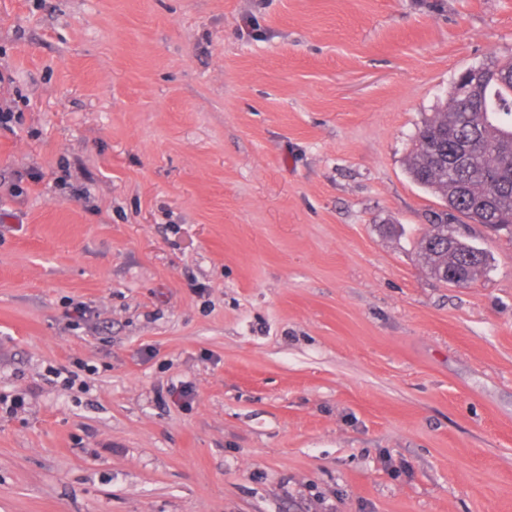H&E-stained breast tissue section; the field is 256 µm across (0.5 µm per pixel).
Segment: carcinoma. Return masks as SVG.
I'll use <instances>...</instances> for the list:
<instances>
[{
	"label": "carcinoma",
	"instance_id": "obj_1",
	"mask_svg": "<svg viewBox=\"0 0 512 512\" xmlns=\"http://www.w3.org/2000/svg\"><path fill=\"white\" fill-rule=\"evenodd\" d=\"M473 85L454 86L448 101L415 136L408 173L420 187L446 201L453 219L483 224L512 237V60L483 65ZM497 191L488 195V181ZM430 274L468 284L489 267L488 253L435 216L419 242Z\"/></svg>",
	"mask_w": 512,
	"mask_h": 512
}]
</instances>
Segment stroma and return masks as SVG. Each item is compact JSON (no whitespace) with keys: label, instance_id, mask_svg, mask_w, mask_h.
Masks as SVG:
<instances>
[{"label":"stroma","instance_id":"35a3bbf8","mask_svg":"<svg viewBox=\"0 0 512 512\" xmlns=\"http://www.w3.org/2000/svg\"><path fill=\"white\" fill-rule=\"evenodd\" d=\"M493 58L512 0H0V512H512V241L435 279L407 171Z\"/></svg>","mask_w":512,"mask_h":512}]
</instances>
